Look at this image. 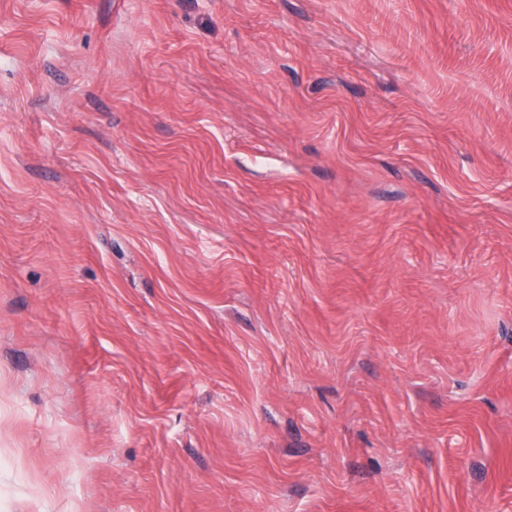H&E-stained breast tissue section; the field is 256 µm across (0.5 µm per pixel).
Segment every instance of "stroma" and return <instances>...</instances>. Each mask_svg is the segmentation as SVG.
<instances>
[{
  "instance_id": "1",
  "label": "stroma",
  "mask_w": 512,
  "mask_h": 512,
  "mask_svg": "<svg viewBox=\"0 0 512 512\" xmlns=\"http://www.w3.org/2000/svg\"><path fill=\"white\" fill-rule=\"evenodd\" d=\"M0 512H512V0H0Z\"/></svg>"
}]
</instances>
